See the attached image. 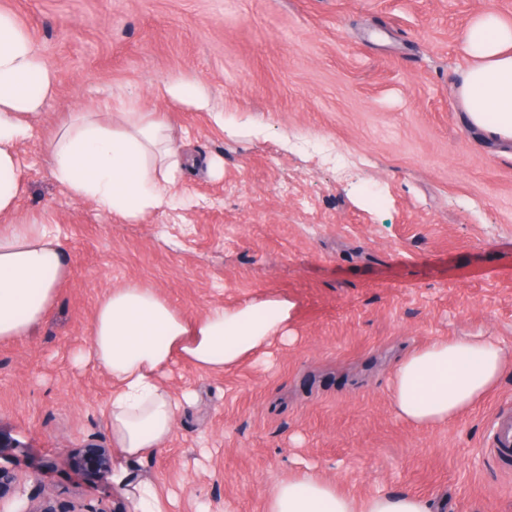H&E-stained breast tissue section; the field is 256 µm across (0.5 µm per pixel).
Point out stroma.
<instances>
[{"mask_svg":"<svg viewBox=\"0 0 512 512\" xmlns=\"http://www.w3.org/2000/svg\"><path fill=\"white\" fill-rule=\"evenodd\" d=\"M58 79L17 148L18 214L51 225L68 279L47 319L0 342V466L58 512H123L70 450L111 447L112 381L78 362L99 299L130 281L188 315L277 293L294 343L220 376L180 362L175 432L137 473L167 512H264L312 468L356 498L414 493L435 512H512V469L485 452L512 411V368L481 403L425 430L389 394L404 353L488 336L512 357V145L468 125L462 34L512 0H0ZM199 90L206 108L163 84ZM133 103L186 156L175 201L139 223L72 199L47 142L66 113ZM222 122H215L214 113ZM58 459L51 471L44 465Z\"/></svg>","mask_w":512,"mask_h":512,"instance_id":"35a3bbf8","label":"stroma"}]
</instances>
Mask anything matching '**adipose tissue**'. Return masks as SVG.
<instances>
[{
	"mask_svg": "<svg viewBox=\"0 0 512 512\" xmlns=\"http://www.w3.org/2000/svg\"><path fill=\"white\" fill-rule=\"evenodd\" d=\"M470 60L458 94L490 139L512 136V22L495 13L475 16L463 36ZM56 89V73L13 15L0 12V341L30 334L56 304L69 275L62 241L46 225L19 218L24 193L17 147L36 133V121ZM48 150L53 173L72 196L140 222L169 208L175 173L186 158L159 115L125 107L119 122L99 112H72ZM295 305L263 294L231 307L186 315L156 289L132 282L98 302L85 355L112 379L106 407L112 446V482L132 512H165L156 484L131 472V462L172 437L192 392L174 396L161 378L181 360L218 375L288 341ZM507 364L502 347L483 337L436 340L408 353L390 383L392 405L405 422L430 429L450 423L482 402ZM265 512H432L414 494H378L355 501L335 481L306 470L278 483Z\"/></svg>",
	"mask_w": 512,
	"mask_h": 512,
	"instance_id": "ef3b65f1",
	"label": "adipose tissue"
}]
</instances>
